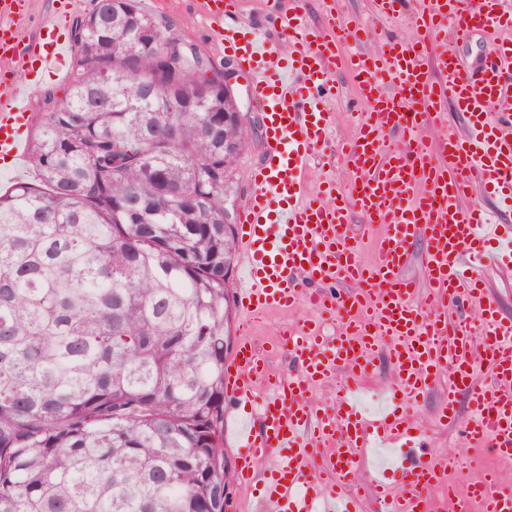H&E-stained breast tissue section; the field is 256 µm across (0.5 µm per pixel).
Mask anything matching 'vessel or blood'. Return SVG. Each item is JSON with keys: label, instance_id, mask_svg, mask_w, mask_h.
I'll return each mask as SVG.
<instances>
[{"label": "vessel or blood", "instance_id": "obj_1", "mask_svg": "<svg viewBox=\"0 0 512 512\" xmlns=\"http://www.w3.org/2000/svg\"><path fill=\"white\" fill-rule=\"evenodd\" d=\"M288 13L272 11L291 50L281 54L255 28L226 26L236 0H204L202 14L224 49L251 77V95L264 113L266 155L255 171L238 229L242 245L237 300L244 322L274 310L306 303L313 319L286 328L281 347L298 367L295 377L273 380L259 351L240 338L224 365V392L232 402L226 433L238 453L234 477L252 482L265 469L259 503L263 512H341L339 488L355 484L365 469L364 448L372 442L402 447L394 468L399 501L383 477L372 483L384 512H429L430 492L446 475L450 455L419 452L421 428L411 403L447 377L441 423L458 422L467 400L473 420L459 424L474 446L512 459V320L499 318L497 300L486 288L485 263L512 264V224L493 223L470 205L476 189L512 209V0H431L418 17L424 35L386 51L359 56L353 80L369 105L354 115L356 137L341 156L352 167L348 185L321 183L304 194L309 160L329 141L334 94L329 72L347 40H362L358 27L334 23L311 27L305 0ZM76 0H63L38 34L16 25L29 0H0V156L24 161L31 92L49 75L68 78L71 43L65 37ZM453 29L459 39L475 32L510 31L486 54L473 75L451 47L437 56L440 82L423 67L430 38ZM453 101L465 113L467 131L449 136L428 153L419 131L440 124L441 106ZM502 104L490 114L491 104ZM408 135L405 146L382 152L385 127ZM362 215L377 231L374 254L362 262L352 243L348 216ZM426 244L425 267L432 307L414 298L401 271L416 240ZM351 284L342 295L325 291L335 281ZM478 311L470 324L456 315ZM340 320L341 333L321 336L319 322ZM384 349L396 382L383 407L368 415L357 401L361 380L376 349ZM485 362L490 381L476 362ZM350 381L330 406L311 402L313 390L336 370ZM449 512H512V485L479 479L465 490L449 485L440 499Z\"/></svg>", "mask_w": 512, "mask_h": 512}]
</instances>
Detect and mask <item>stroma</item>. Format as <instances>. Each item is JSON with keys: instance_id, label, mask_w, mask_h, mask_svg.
Returning a JSON list of instances; mask_svg holds the SVG:
<instances>
[{"instance_id": "stroma-1", "label": "stroma", "mask_w": 512, "mask_h": 512, "mask_svg": "<svg viewBox=\"0 0 512 512\" xmlns=\"http://www.w3.org/2000/svg\"><path fill=\"white\" fill-rule=\"evenodd\" d=\"M427 2L407 0L395 17L378 23L374 20L373 0H306L308 18L314 28L324 29L332 20L338 19L361 22L368 25L370 31L367 39L349 45L336 62L334 79L340 93L328 104L332 135L322 152L314 156L308 165L303 182L305 190H312L326 180L343 184L351 178L349 169L336 151V144L353 135L352 115L366 111L367 105L352 80L350 58L360 53L377 52L389 42L411 41L419 31L416 17L420 10L426 8ZM289 4L290 0H239L235 19L258 27L278 50L283 51L288 43L270 24L269 9L274 6L284 12ZM201 9L202 0H157L148 15L156 22L169 25L174 36L192 44L200 54L211 58L216 64L229 62L228 53L217 50L208 30L204 28ZM236 91L250 131L249 147L238 159L233 172L235 193L228 203L230 210L238 215L242 213L251 192V174L264 160V145L260 109L250 97V78L246 73H239ZM308 314V308L300 305L288 311L271 312L264 322L251 327L250 337L265 358L270 374L286 376L294 371V363L277 348L276 341L284 327L306 319ZM442 399V389L430 390L420 397L415 416L422 427L426 448L437 454L450 452L460 458L461 466L449 471L448 482L461 485L491 470L503 483H512V460L493 457L487 449L466 444L459 435L457 425L445 426L438 422Z\"/></svg>"}]
</instances>
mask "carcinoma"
Wrapping results in <instances>:
<instances>
[{
  "mask_svg": "<svg viewBox=\"0 0 512 512\" xmlns=\"http://www.w3.org/2000/svg\"><path fill=\"white\" fill-rule=\"evenodd\" d=\"M76 19L33 182L0 190V512H224V91L134 0ZM179 99L172 112L159 98Z\"/></svg>",
  "mask_w": 512,
  "mask_h": 512,
  "instance_id": "cac0c4a2",
  "label": "carcinoma"
}]
</instances>
